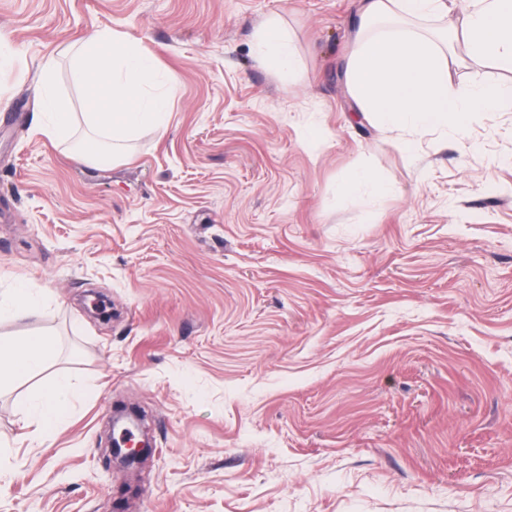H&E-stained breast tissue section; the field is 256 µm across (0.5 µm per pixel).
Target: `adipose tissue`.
<instances>
[{
    "label": "adipose tissue",
    "mask_w": 512,
    "mask_h": 512,
    "mask_svg": "<svg viewBox=\"0 0 512 512\" xmlns=\"http://www.w3.org/2000/svg\"><path fill=\"white\" fill-rule=\"evenodd\" d=\"M448 11L446 0H358L356 50L346 79L358 111L381 126L400 132L398 147L415 154L420 136L462 133L481 112H512V84L491 83L466 89L449 84L454 59L433 38L404 30L381 31L383 21H413ZM463 36L472 57L512 69V0H472ZM258 62L281 75L297 68L292 38L279 17H270L256 35ZM45 291L18 282L0 294V319H30L41 312ZM58 356L48 333L0 339V389L51 369ZM94 391L63 373L25 399L21 416L28 438L47 444L69 420L77 402Z\"/></svg>",
    "instance_id": "obj_1"
}]
</instances>
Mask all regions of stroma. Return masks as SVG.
Here are the masks:
<instances>
[{"label": "stroma", "instance_id": "35a3bbf8", "mask_svg": "<svg viewBox=\"0 0 512 512\" xmlns=\"http://www.w3.org/2000/svg\"><path fill=\"white\" fill-rule=\"evenodd\" d=\"M353 0H0V291L45 289L53 371L0 395V512H512V112L415 156L359 115ZM280 16L299 60H255ZM110 28L177 94L119 161L32 125L40 64ZM453 86L512 82L455 51ZM365 167L389 186L347 198ZM92 381L50 443L18 404ZM155 451L127 500L112 410Z\"/></svg>", "mask_w": 512, "mask_h": 512}]
</instances>
